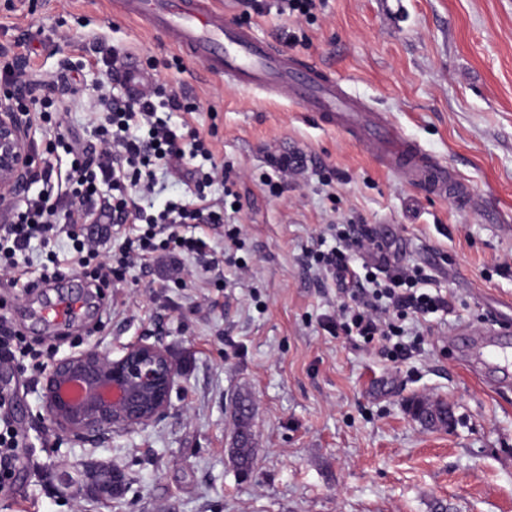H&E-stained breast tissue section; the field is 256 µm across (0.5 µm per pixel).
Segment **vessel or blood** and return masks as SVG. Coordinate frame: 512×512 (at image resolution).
<instances>
[{"label":"vessel or blood","mask_w":512,"mask_h":512,"mask_svg":"<svg viewBox=\"0 0 512 512\" xmlns=\"http://www.w3.org/2000/svg\"><path fill=\"white\" fill-rule=\"evenodd\" d=\"M123 4L128 16L147 20L207 71L247 89L282 95L336 129L353 132L370 155L386 157L389 168L412 182L433 193L447 191V168L418 143L369 114L335 77L272 48L255 36L251 26L224 20L208 0L193 9L184 7L182 0H123ZM80 308V303L62 295L44 316L61 324L78 315Z\"/></svg>","instance_id":"vessel-or-blood-1"}]
</instances>
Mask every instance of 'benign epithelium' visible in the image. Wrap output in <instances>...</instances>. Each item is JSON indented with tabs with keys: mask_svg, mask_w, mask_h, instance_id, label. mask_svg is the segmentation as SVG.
<instances>
[{
	"mask_svg": "<svg viewBox=\"0 0 512 512\" xmlns=\"http://www.w3.org/2000/svg\"><path fill=\"white\" fill-rule=\"evenodd\" d=\"M39 167L31 125L0 103V223H9L1 203L20 196ZM179 369L156 343L137 341L109 353L88 349L57 360L45 374L41 400L53 427L75 441L114 429L131 430L164 418L172 404ZM127 487L117 470L98 485L103 496Z\"/></svg>",
	"mask_w": 512,
	"mask_h": 512,
	"instance_id": "obj_1",
	"label": "benign epithelium"
}]
</instances>
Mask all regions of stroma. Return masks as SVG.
Returning <instances> with one entry per match:
<instances>
[{
	"label": "stroma",
	"mask_w": 512,
	"mask_h": 512,
	"mask_svg": "<svg viewBox=\"0 0 512 512\" xmlns=\"http://www.w3.org/2000/svg\"><path fill=\"white\" fill-rule=\"evenodd\" d=\"M216 2L225 19L342 79L477 201L432 194L314 113L205 71L126 18L120 0H0V54L39 77H75L52 122L87 145L99 144L95 85L123 91L106 52L182 95L190 111L167 119L207 134L215 162L230 166L241 227V248L229 251L223 226H206L214 265L182 256L131 268L99 329L76 327L56 344L61 358L92 347L116 355L137 340L164 346L181 377L162 421L73 441L54 431L40 381L0 364L29 458L0 491V512H512V369L501 384L482 383L485 355L466 357L449 337L490 319L512 331V0H325L307 20ZM270 149L307 165L279 196L262 182ZM350 219L433 267L448 296L446 323L407 361L326 326L337 285L308 252L334 247ZM73 263L62 237L32 241L19 269L36 280L55 266L75 286ZM54 297L18 296L0 275L5 313L29 337L56 335L35 315ZM244 396L257 450L246 476L229 459ZM418 399L446 402L451 426H422L409 411ZM92 461L125 470L119 498L91 487Z\"/></svg>",
	"instance_id": "stroma-1"
}]
</instances>
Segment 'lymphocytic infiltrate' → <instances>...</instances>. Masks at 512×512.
<instances>
[{"label": "lymphocytic infiltrate", "instance_id": "obj_1", "mask_svg": "<svg viewBox=\"0 0 512 512\" xmlns=\"http://www.w3.org/2000/svg\"><path fill=\"white\" fill-rule=\"evenodd\" d=\"M0 79L13 87L15 106L37 107L36 118L43 122L70 91L66 79L37 82L9 62L0 65ZM159 97L160 90L147 85L112 98L98 126L101 149L94 156L70 130L52 128L45 146L47 157L35 177L41 190L12 202L10 222L0 225L1 269L13 272L17 254L25 252L32 240L50 243L77 224L87 225L88 231L74 241L75 263L97 289L122 277L133 257L144 261L161 250L205 256L207 243L189 234L188 228L219 223L225 199L233 194L231 170L216 165L197 168L189 198L147 213L140 201L155 192V163L172 169L185 157L212 155L198 131L181 132L158 117ZM60 149L72 157L65 171L51 160ZM218 181L225 186L223 198H209L207 188ZM104 186L111 188L112 202L107 215L101 216L97 209ZM113 224L133 225L134 234L126 239L124 256L111 265L99 261L98 255ZM313 260L339 287L340 315L334 330L366 342H390L392 360L410 359L418 350L417 343L403 340L406 322L420 323L429 315L448 311L447 296L429 290L431 274L424 267L402 263L371 225H337L335 247L316 251Z\"/></svg>", "mask_w": 512, "mask_h": 512}]
</instances>
